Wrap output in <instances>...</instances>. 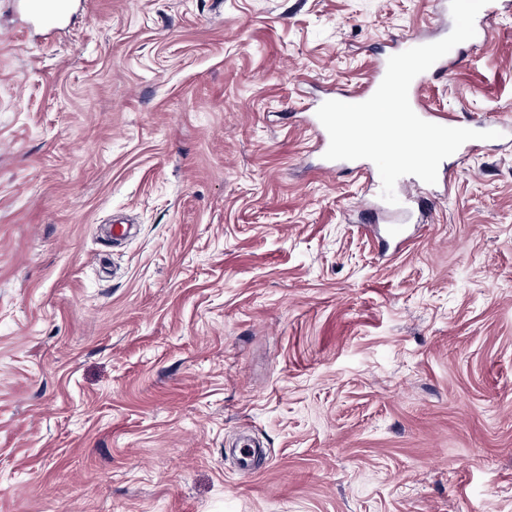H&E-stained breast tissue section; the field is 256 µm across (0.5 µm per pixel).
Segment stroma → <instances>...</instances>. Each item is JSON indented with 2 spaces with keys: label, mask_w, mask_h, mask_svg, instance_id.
I'll return each instance as SVG.
<instances>
[{
  "label": "stroma",
  "mask_w": 512,
  "mask_h": 512,
  "mask_svg": "<svg viewBox=\"0 0 512 512\" xmlns=\"http://www.w3.org/2000/svg\"><path fill=\"white\" fill-rule=\"evenodd\" d=\"M73 2L0 0V512H512V143L401 214L305 126L438 0ZM490 24L430 109L512 120ZM26 7L32 18L40 23L53 21L63 9L60 0H25Z\"/></svg>",
  "instance_id": "1"
}]
</instances>
